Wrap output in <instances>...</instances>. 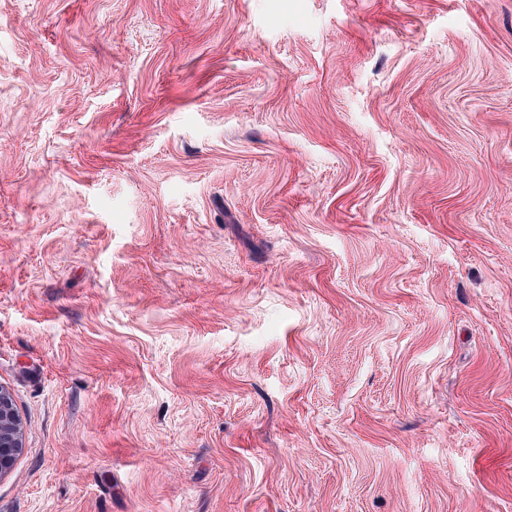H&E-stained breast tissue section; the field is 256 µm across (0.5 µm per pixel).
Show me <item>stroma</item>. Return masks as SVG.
Returning <instances> with one entry per match:
<instances>
[{
  "label": "stroma",
  "mask_w": 512,
  "mask_h": 512,
  "mask_svg": "<svg viewBox=\"0 0 512 512\" xmlns=\"http://www.w3.org/2000/svg\"><path fill=\"white\" fill-rule=\"evenodd\" d=\"M0 512H512V0H0ZM25 424L10 391L0 385V478L7 475L24 448Z\"/></svg>",
  "instance_id": "stroma-1"
}]
</instances>
